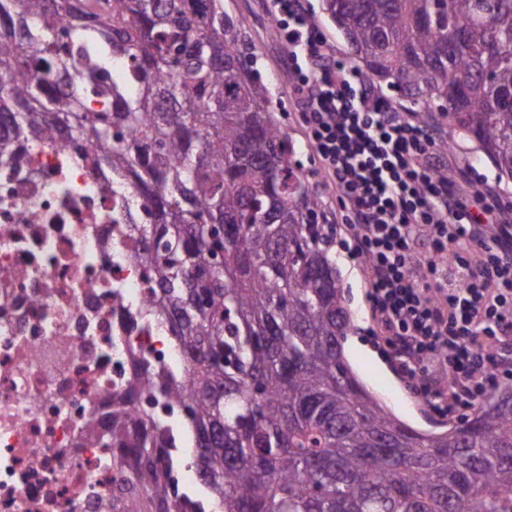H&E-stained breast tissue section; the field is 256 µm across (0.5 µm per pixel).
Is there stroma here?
Masks as SVG:
<instances>
[{
  "label": "stroma",
  "mask_w": 512,
  "mask_h": 512,
  "mask_svg": "<svg viewBox=\"0 0 512 512\" xmlns=\"http://www.w3.org/2000/svg\"><path fill=\"white\" fill-rule=\"evenodd\" d=\"M224 9L242 20L241 37L247 43L245 52L252 57L258 77L268 89L272 120L292 140L295 147L293 159L302 168L310 189L320 198L327 223L336 228L339 242L333 251L340 284L355 324L354 332L344 343V354L350 368L370 391L386 402L399 419L413 428L429 432L446 422L459 423L465 417L464 412L442 418L428 410L419 398L410 393L393 365L381 355L375 344L370 333L372 322L364 273L358 264L348 258L340 242L345 235L342 209L336 192L325 187L321 163L306 137L288 53L275 35V20L267 10L266 0H224ZM425 125L438 130L447 140L446 164L463 191H491L499 195L504 203L512 205V179H499L496 167L482 154L477 141L454 135L449 120L436 112L427 116Z\"/></svg>",
  "instance_id": "stroma-1"
}]
</instances>
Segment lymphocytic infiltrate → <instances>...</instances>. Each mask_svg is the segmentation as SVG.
Wrapping results in <instances>:
<instances>
[{
	"label": "lymphocytic infiltrate",
	"mask_w": 512,
	"mask_h": 512,
	"mask_svg": "<svg viewBox=\"0 0 512 512\" xmlns=\"http://www.w3.org/2000/svg\"><path fill=\"white\" fill-rule=\"evenodd\" d=\"M300 76L302 121L351 220L375 335L437 412L474 408L512 375V222L459 190L443 141L390 103L312 22L306 0H268Z\"/></svg>",
	"instance_id": "obj_1"
}]
</instances>
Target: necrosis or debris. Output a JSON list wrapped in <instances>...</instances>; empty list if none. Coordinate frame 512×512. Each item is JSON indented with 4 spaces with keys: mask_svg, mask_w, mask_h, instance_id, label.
<instances>
[{
    "mask_svg": "<svg viewBox=\"0 0 512 512\" xmlns=\"http://www.w3.org/2000/svg\"><path fill=\"white\" fill-rule=\"evenodd\" d=\"M56 125L15 139L0 164V512H125L122 476L95 445L112 411L151 413L184 455L194 437L180 406L130 397L144 366L180 371L167 327L145 317L152 295L140 246L92 151L71 162Z\"/></svg>",
    "mask_w": 512,
    "mask_h": 512,
    "instance_id": "obj_1",
    "label": "necrosis or debris"
}]
</instances>
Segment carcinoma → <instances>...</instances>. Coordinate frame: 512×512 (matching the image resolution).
I'll return each instance as SVG.
<instances>
[{
	"label": "carcinoma",
	"instance_id": "obj_1",
	"mask_svg": "<svg viewBox=\"0 0 512 512\" xmlns=\"http://www.w3.org/2000/svg\"><path fill=\"white\" fill-rule=\"evenodd\" d=\"M352 59L418 118L438 112L512 179V0H324ZM224 0H0V160L53 123L95 148L152 224H130L189 386L211 512H512V401L422 432L352 372L333 233L236 46ZM126 65L107 81L108 65ZM96 445L132 512H197L172 435L112 411Z\"/></svg>",
	"mask_w": 512,
	"mask_h": 512
}]
</instances>
